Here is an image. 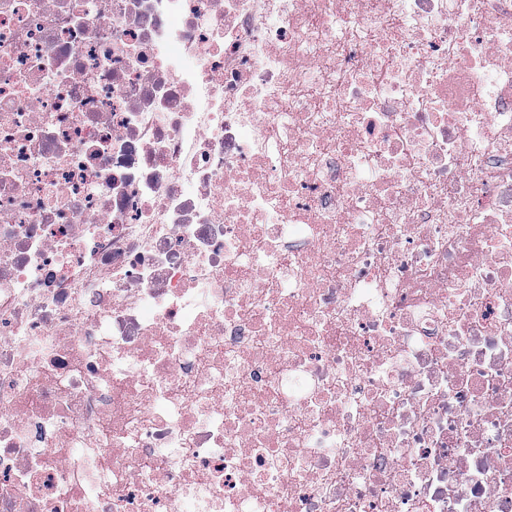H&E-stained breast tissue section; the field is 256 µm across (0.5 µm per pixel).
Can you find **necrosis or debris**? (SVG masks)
<instances>
[{
	"label": "necrosis or debris",
	"mask_w": 512,
	"mask_h": 512,
	"mask_svg": "<svg viewBox=\"0 0 512 512\" xmlns=\"http://www.w3.org/2000/svg\"><path fill=\"white\" fill-rule=\"evenodd\" d=\"M0 512H512V0H0Z\"/></svg>",
	"instance_id": "4bbe7bcc"
}]
</instances>
